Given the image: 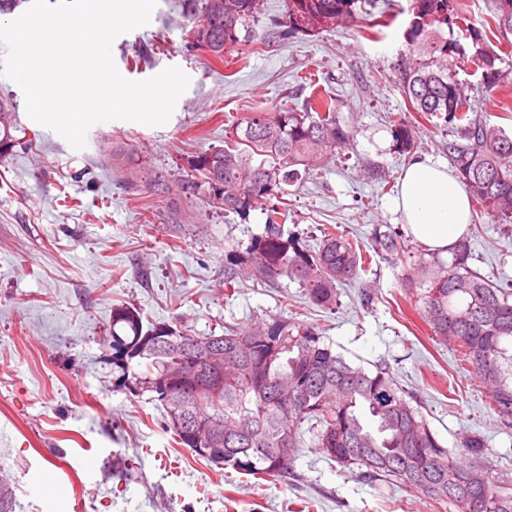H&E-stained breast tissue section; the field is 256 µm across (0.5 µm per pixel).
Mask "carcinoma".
Listing matches in <instances>:
<instances>
[{"instance_id":"cac0c4a2","label":"carcinoma","mask_w":512,"mask_h":512,"mask_svg":"<svg viewBox=\"0 0 512 512\" xmlns=\"http://www.w3.org/2000/svg\"><path fill=\"white\" fill-rule=\"evenodd\" d=\"M193 43L221 60L241 42L240 32L261 21L260 0H198ZM372 0H285L290 35L315 36L345 25L379 34L394 18L373 12ZM498 34L512 35V0H491ZM404 38L409 52L397 77L411 111L435 128L453 125L457 138L444 149L471 202L496 224H512V134L477 117L464 93L455 61L469 57L480 71L481 90L512 81V70L487 42L485 30L454 13L450 0H409ZM13 106L0 101V158L17 138ZM392 133L402 151L415 148V131L401 118ZM353 127L337 99L308 98L279 112L258 109L225 131L224 146L189 164L182 194L206 187L224 216L241 218L270 202L263 232L243 250L225 254L224 288L236 292L243 278L270 286L298 283L307 303L336 305L337 288L363 269L364 251L344 232L325 231L311 247L285 233V186L323 169L333 151L349 143ZM374 253L403 250L395 231L375 230ZM418 268L405 287L417 294L424 320L440 341L457 345L462 361L491 394L493 410L512 428V288L469 265L470 241ZM112 364L134 375L135 388L152 393L177 444L215 466L256 478L286 480L303 434L329 461L357 469L360 477L421 490L457 512H512V486L502 485L479 460L483 441L468 437L457 451L443 446L416 397L390 368L370 371L350 363L322 330L279 316L254 328L225 325L221 334L190 335L172 326L143 329L136 312L112 308ZM11 484L0 479V512H15Z\"/></svg>"}]
</instances>
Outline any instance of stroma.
<instances>
[{
    "mask_svg": "<svg viewBox=\"0 0 512 512\" xmlns=\"http://www.w3.org/2000/svg\"><path fill=\"white\" fill-rule=\"evenodd\" d=\"M408 6L391 0L397 20L377 36L347 26L272 39L261 24L219 60L189 40L181 0H157L147 25L114 41V62L134 81L179 67L187 90L166 124L100 123L80 150L32 120L23 90L0 76L19 125L0 159V478L14 489L15 512H455L415 489L365 482L308 445L288 481L211 466L175 442L149 393L122 383L110 348L117 305L136 310L143 327L188 334L278 316L316 323L346 360L388 364L444 446L481 436L485 465L512 479V428L404 288L424 247L394 207L409 157L391 118L414 126L418 155L448 161L444 135L410 111L397 82ZM311 75L356 135L289 187L295 231L316 237L337 224L369 244L386 224L408 248L373 260L331 310L308 305L286 279L225 293L224 253L262 232L263 207L233 219L210 193L156 184L186 176L193 156L223 145L225 130L257 108L302 103ZM468 236L473 266L512 283V236L477 211Z\"/></svg>",
    "mask_w": 512,
    "mask_h": 512,
    "instance_id": "obj_1",
    "label": "stroma"
}]
</instances>
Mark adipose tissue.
<instances>
[{
  "label": "adipose tissue",
  "instance_id": "obj_1",
  "mask_svg": "<svg viewBox=\"0 0 512 512\" xmlns=\"http://www.w3.org/2000/svg\"><path fill=\"white\" fill-rule=\"evenodd\" d=\"M395 206L411 235L443 254L465 235L470 221L469 197L458 178L425 156L402 174Z\"/></svg>",
  "mask_w": 512,
  "mask_h": 512
}]
</instances>
